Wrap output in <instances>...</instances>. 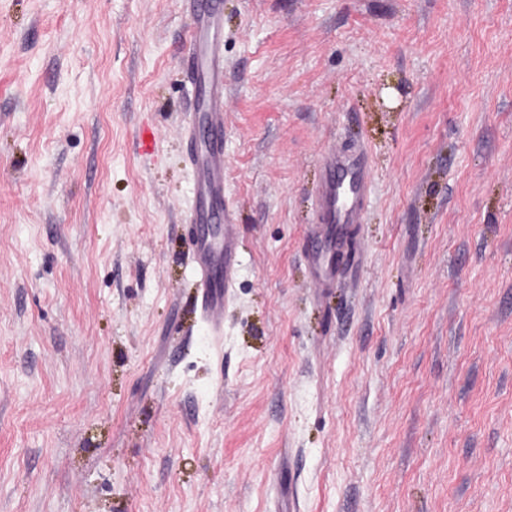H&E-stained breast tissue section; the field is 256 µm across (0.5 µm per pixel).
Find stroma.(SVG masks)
<instances>
[{"label":"stroma","mask_w":512,"mask_h":512,"mask_svg":"<svg viewBox=\"0 0 512 512\" xmlns=\"http://www.w3.org/2000/svg\"><path fill=\"white\" fill-rule=\"evenodd\" d=\"M188 23L0 0V512H512V0H224L219 337ZM326 147L362 223L318 221Z\"/></svg>","instance_id":"35a3bbf8"}]
</instances>
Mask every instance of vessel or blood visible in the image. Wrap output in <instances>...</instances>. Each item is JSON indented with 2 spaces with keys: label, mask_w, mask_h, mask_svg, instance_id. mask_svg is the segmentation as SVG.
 Instances as JSON below:
<instances>
[{
  "label": "vessel or blood",
  "mask_w": 512,
  "mask_h": 512,
  "mask_svg": "<svg viewBox=\"0 0 512 512\" xmlns=\"http://www.w3.org/2000/svg\"><path fill=\"white\" fill-rule=\"evenodd\" d=\"M191 23L185 35L186 82L195 108L182 127L194 170L187 221L196 225L192 258L202 288L201 311L210 332H224V301L238 273L235 217L224 197V14L222 0H182ZM326 176L318 188L322 223L358 224L369 191L362 152L324 149Z\"/></svg>",
  "instance_id": "1"
}]
</instances>
